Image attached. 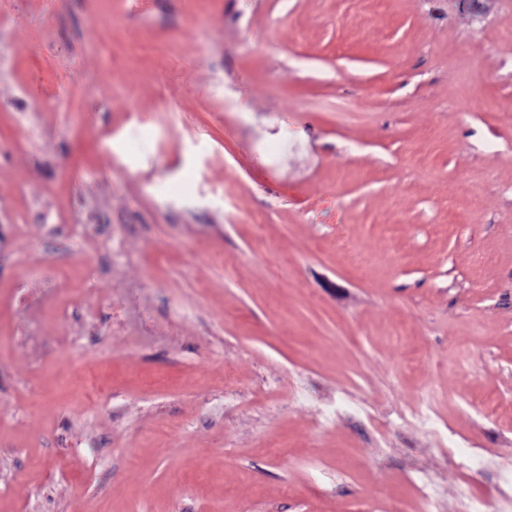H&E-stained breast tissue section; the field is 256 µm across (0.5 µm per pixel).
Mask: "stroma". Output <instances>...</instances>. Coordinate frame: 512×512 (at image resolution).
Segmentation results:
<instances>
[{
  "label": "stroma",
  "instance_id": "35a3bbf8",
  "mask_svg": "<svg viewBox=\"0 0 512 512\" xmlns=\"http://www.w3.org/2000/svg\"><path fill=\"white\" fill-rule=\"evenodd\" d=\"M480 3L0 0V512L512 494V0Z\"/></svg>",
  "mask_w": 512,
  "mask_h": 512
}]
</instances>
